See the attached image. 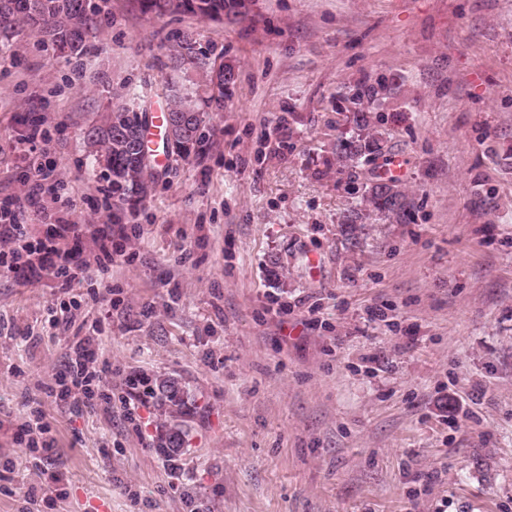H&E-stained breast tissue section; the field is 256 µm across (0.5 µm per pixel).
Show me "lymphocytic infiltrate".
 <instances>
[{
  "mask_svg": "<svg viewBox=\"0 0 512 512\" xmlns=\"http://www.w3.org/2000/svg\"><path fill=\"white\" fill-rule=\"evenodd\" d=\"M35 173L37 181L31 189L11 197L8 208L0 210V267L37 278L49 272L68 287L84 279L92 268H104L112 258V240L127 239V228L106 224L85 230L65 220L56 207L62 198V186L54 175L49 154H42ZM33 216L52 230V237L41 240L32 235L28 221ZM93 342L90 336L76 342L67 371L56 375L52 382L40 384V392L78 405L106 399L104 370L97 363ZM19 432L24 436L29 464L40 466L55 442L40 406L30 407Z\"/></svg>",
  "mask_w": 512,
  "mask_h": 512,
  "instance_id": "f902f5d3",
  "label": "lymphocytic infiltrate"
}]
</instances>
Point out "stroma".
I'll list each match as a JSON object with an SVG mask.
<instances>
[{"label":"stroma","instance_id":"35a3bbf8","mask_svg":"<svg viewBox=\"0 0 512 512\" xmlns=\"http://www.w3.org/2000/svg\"><path fill=\"white\" fill-rule=\"evenodd\" d=\"M253 21L142 16L109 0L81 57L29 35L0 50V203L44 128L76 223L126 225L112 265L74 282L0 270V512L38 484L14 423L96 330L107 403L42 397L62 493L41 512H512V0H250ZM183 31L230 66L204 150L152 165L117 201L85 129L119 96L165 109ZM384 84L375 160L336 176L352 95ZM406 223L346 210L388 159ZM154 389L135 428L123 378ZM175 382L169 406L160 381ZM178 432V470L161 434Z\"/></svg>","mask_w":512,"mask_h":512}]
</instances>
